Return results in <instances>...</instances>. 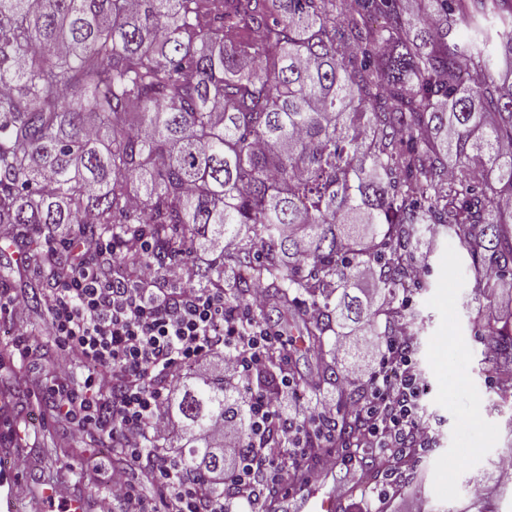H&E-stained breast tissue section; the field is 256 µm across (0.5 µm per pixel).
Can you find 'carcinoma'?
<instances>
[{
	"label": "carcinoma",
	"instance_id": "obj_1",
	"mask_svg": "<svg viewBox=\"0 0 512 512\" xmlns=\"http://www.w3.org/2000/svg\"><path fill=\"white\" fill-rule=\"evenodd\" d=\"M138 207H129L131 199ZM512 0H0V227L33 262L91 211L99 233H146L305 313L321 349L350 322L401 312L413 238L448 233L482 290L483 370L512 400ZM290 232H283V228ZM308 249L298 248V239ZM365 266L379 309L348 294ZM324 383L342 366L322 363ZM171 401L186 471H222L210 423L238 418L224 377ZM348 412L319 448L357 439ZM478 474L459 512H489Z\"/></svg>",
	"mask_w": 512,
	"mask_h": 512
}]
</instances>
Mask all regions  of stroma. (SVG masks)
Returning <instances> with one entry per match:
<instances>
[{
	"label": "stroma",
	"mask_w": 512,
	"mask_h": 512,
	"mask_svg": "<svg viewBox=\"0 0 512 512\" xmlns=\"http://www.w3.org/2000/svg\"><path fill=\"white\" fill-rule=\"evenodd\" d=\"M0 289L8 288L30 299L29 321L38 320L42 304L32 301L46 280L34 264L25 263L16 247L8 246L0 231ZM414 263L426 269L420 286L409 293L408 317L416 319L415 362L425 384L421 404L435 431L432 448L410 459L398 475H376V482L392 485L388 512H458L470 496L471 476L512 454V403L502 402L487 375L478 368L480 342L473 318L482 301L469 276L468 257L448 236H420ZM13 339L0 333V457L11 459L24 486L18 512H62V501L40 504L43 489L59 488L85 496L97 508L107 493L105 470L119 464L115 455L100 459L99 470L85 469L96 446L58 421L43 386L62 354L53 343H43L22 362L10 359ZM361 472L349 451L335 455L326 480L330 490L346 492L343 512H356L365 488Z\"/></svg>",
	"instance_id": "1"
}]
</instances>
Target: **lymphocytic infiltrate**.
<instances>
[{
    "mask_svg": "<svg viewBox=\"0 0 512 512\" xmlns=\"http://www.w3.org/2000/svg\"><path fill=\"white\" fill-rule=\"evenodd\" d=\"M46 247L67 249L71 260L43 299L41 323L19 330L14 356L25 360L35 344L52 338L68 357L47 387L55 417L124 458L107 474L110 495L98 512H225L230 498L260 504L289 474L311 478L302 464L305 438L334 419L336 404L318 401L299 424L280 412L285 389L312 390L308 379L285 375L280 388L252 395L248 428L212 422V437L224 445L223 475L186 473L174 451L160 445L171 430L168 398L180 368L203 378L219 355L225 379L240 384L280 355L279 336L249 321L265 308L264 291L239 305L226 296L223 278L195 287L183 263L157 262L151 240L137 232L115 242L91 224H75ZM374 353L373 367L346 370L344 383H363L367 395L351 408L363 422L358 447L387 464L401 450L430 448L434 430L420 404L424 385L407 318L392 322ZM74 360L83 369L77 379ZM272 428L278 447L243 450L244 430L260 440Z\"/></svg>",
    "mask_w": 512,
    "mask_h": 512,
    "instance_id": "obj_1",
    "label": "lymphocytic infiltrate"
}]
</instances>
